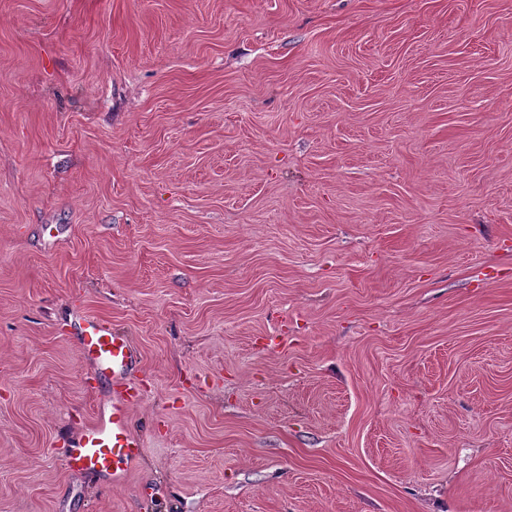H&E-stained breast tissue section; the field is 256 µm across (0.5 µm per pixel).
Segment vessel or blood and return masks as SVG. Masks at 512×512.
Masks as SVG:
<instances>
[{
  "label": "vessel or blood",
  "instance_id": "obj_1",
  "mask_svg": "<svg viewBox=\"0 0 512 512\" xmlns=\"http://www.w3.org/2000/svg\"><path fill=\"white\" fill-rule=\"evenodd\" d=\"M83 363L112 388L109 407L99 408L94 422L85 427L64 464L72 471L123 479L143 452L142 440L129 428L132 402L137 397L134 372L140 352L133 341L100 319L83 320L77 338Z\"/></svg>",
  "mask_w": 512,
  "mask_h": 512
}]
</instances>
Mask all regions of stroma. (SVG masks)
I'll return each mask as SVG.
<instances>
[{"label": "stroma", "instance_id": "stroma-1", "mask_svg": "<svg viewBox=\"0 0 512 512\" xmlns=\"http://www.w3.org/2000/svg\"><path fill=\"white\" fill-rule=\"evenodd\" d=\"M0 512H512V0H0ZM77 343L91 373L112 386V399L110 408L100 406L94 422L82 430L64 464L68 470L120 481L143 452V441L129 428L131 403L138 396L134 372L140 352L128 336L119 335L107 322L95 318L80 324Z\"/></svg>", "mask_w": 512, "mask_h": 512}]
</instances>
